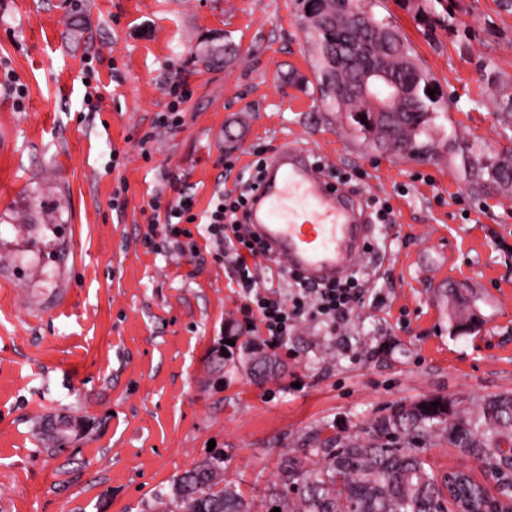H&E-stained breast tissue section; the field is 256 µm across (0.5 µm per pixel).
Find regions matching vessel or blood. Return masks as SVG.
Returning <instances> with one entry per match:
<instances>
[{"label":"vessel or blood","instance_id":"1","mask_svg":"<svg viewBox=\"0 0 512 512\" xmlns=\"http://www.w3.org/2000/svg\"><path fill=\"white\" fill-rule=\"evenodd\" d=\"M251 231L285 268L311 283L345 275L369 234L352 197L295 147H282L248 209Z\"/></svg>","mask_w":512,"mask_h":512}]
</instances>
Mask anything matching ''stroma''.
Here are the masks:
<instances>
[{"label":"stroma","mask_w":512,"mask_h":512,"mask_svg":"<svg viewBox=\"0 0 512 512\" xmlns=\"http://www.w3.org/2000/svg\"><path fill=\"white\" fill-rule=\"evenodd\" d=\"M299 2L0 0V512H143L214 453L265 512L281 454L309 465L317 440L368 435L399 406L512 392V183L491 176L512 163V5L361 0L433 79V148L408 158L321 98ZM177 79L182 125L155 127ZM286 144L395 221L371 227L368 299L343 335L307 322L272 350L223 262L141 238L152 195H175L168 173L202 211ZM449 288L472 327L450 321ZM249 349L278 374L251 378ZM61 416L82 430L67 448L47 439Z\"/></svg>","instance_id":"35a3bbf8"}]
</instances>
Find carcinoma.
<instances>
[{
	"label": "carcinoma",
	"instance_id": "1",
	"mask_svg": "<svg viewBox=\"0 0 512 512\" xmlns=\"http://www.w3.org/2000/svg\"><path fill=\"white\" fill-rule=\"evenodd\" d=\"M320 75H330L324 50L336 41L333 28L315 29ZM373 60L381 61L406 82L410 98L393 114L387 135L378 146L427 155L430 144L418 142L436 119L428 88L430 76L419 66L404 71L400 55L410 54L401 36L390 42L379 32L367 34ZM423 399L375 420L367 438L349 436L330 447L311 449L318 461L308 468L294 456H281L282 484L269 488L266 512H445L443 489L454 485L453 500L461 512H507L512 507V394L489 397L472 410L450 415ZM443 440L463 456L481 463L498 484L494 495L470 474L440 475L430 466L423 448ZM153 512H255L239 486L224 479V459L213 457L177 477L170 490L154 494Z\"/></svg>",
	"mask_w": 512,
	"mask_h": 512
}]
</instances>
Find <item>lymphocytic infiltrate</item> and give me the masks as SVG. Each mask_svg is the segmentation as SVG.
I'll return each instance as SVG.
<instances>
[{"mask_svg":"<svg viewBox=\"0 0 512 512\" xmlns=\"http://www.w3.org/2000/svg\"><path fill=\"white\" fill-rule=\"evenodd\" d=\"M171 182L179 187L174 200L164 202L155 196L149 203L152 214L144 245L152 247L160 242L168 251L183 256L197 258L207 251L227 260L244 301L242 310L263 325L268 344L285 343L306 321L324 326L329 335H340L348 316L364 306L366 290L353 275L325 286L297 279L287 296H275L272 287L256 273L258 261L266 252L254 243L244 221L249 192L234 196L215 191L208 208L199 212L194 195L180 187L179 177H172ZM194 224L202 225L203 242L195 241L190 230Z\"/></svg>","mask_w":512,"mask_h":512,"instance_id":"obj_1","label":"lymphocytic infiltrate"}]
</instances>
